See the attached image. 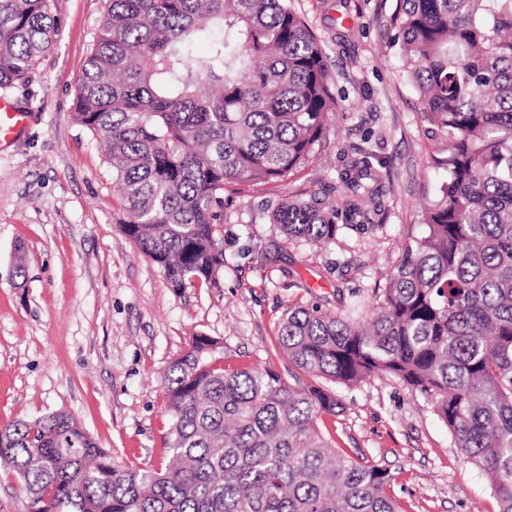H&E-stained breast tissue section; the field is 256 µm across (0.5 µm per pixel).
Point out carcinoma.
I'll use <instances>...</instances> for the list:
<instances>
[{"label": "carcinoma", "mask_w": 512, "mask_h": 512, "mask_svg": "<svg viewBox=\"0 0 512 512\" xmlns=\"http://www.w3.org/2000/svg\"><path fill=\"white\" fill-rule=\"evenodd\" d=\"M390 22L402 76L445 139L434 166L447 179L370 321L298 307L277 347L336 384L401 379L512 512V0H395ZM51 28L47 0H0V87L29 81ZM335 104L324 48L291 0H108L74 115L107 147L125 234L181 290L219 286L224 194L308 163ZM372 159L342 174L343 207L286 199L270 223L335 243L337 220L375 196ZM164 391L158 466L117 465L65 411L0 425L29 512H405L388 469L319 430L336 393L230 369L209 336L170 364Z\"/></svg>", "instance_id": "cac0c4a2"}]
</instances>
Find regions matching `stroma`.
I'll use <instances>...</instances> for the list:
<instances>
[{"label":"stroma","instance_id":"stroma-1","mask_svg":"<svg viewBox=\"0 0 512 512\" xmlns=\"http://www.w3.org/2000/svg\"><path fill=\"white\" fill-rule=\"evenodd\" d=\"M293 3L325 47L335 116L286 179L225 194L220 285L178 291L124 233L112 172L73 112L107 0H47L52 45L28 83L5 90L31 118L0 152V424L64 410L118 465L154 464L169 424L164 373L193 336L223 341L226 365L289 376L276 348L289 310L339 314L354 299L370 318L446 177L431 165L445 141L400 73L393 0ZM367 149L381 193L362 202V218L340 222L335 244L291 243L270 224L285 198L341 204V176ZM335 392L341 407L324 422L337 447L387 468L406 512H497L483 473L401 380L375 375Z\"/></svg>","mask_w":512,"mask_h":512}]
</instances>
